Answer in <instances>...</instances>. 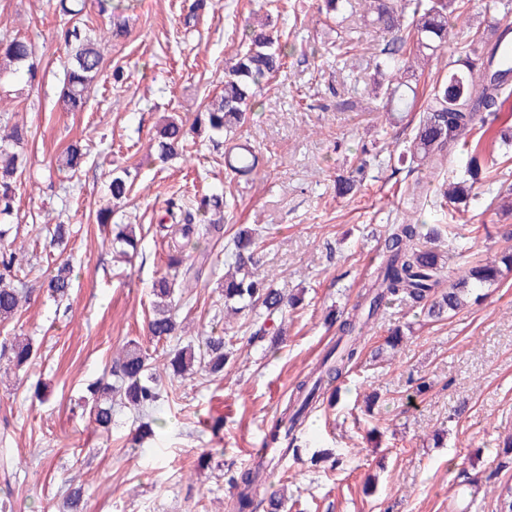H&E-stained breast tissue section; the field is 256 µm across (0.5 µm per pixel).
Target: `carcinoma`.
Returning <instances> with one entry per match:
<instances>
[{"label": "carcinoma", "mask_w": 512, "mask_h": 512, "mask_svg": "<svg viewBox=\"0 0 512 512\" xmlns=\"http://www.w3.org/2000/svg\"><path fill=\"white\" fill-rule=\"evenodd\" d=\"M374 24L388 39L380 48L376 60L377 92L390 104V111L399 110L406 93L413 91L403 74L413 68L415 59L438 56L456 41L457 57L448 63V75L436 80L430 88L426 105L413 128L409 145L398 161L410 167L425 166L441 169L448 162V150L453 147L467 158L466 173L472 184L442 183V200L459 203L471 195L472 185L488 169V159L478 147L469 144L466 134L499 111L503 101L512 96V12L506 10L496 25L497 37L480 54L474 48V37L456 31L454 20L465 0H403L395 7V0H363ZM99 12L113 16L109 33L115 37L126 33V20L112 15V0H97ZM84 0H59L60 16L67 19L61 28V37L67 48L64 62V80L59 103L65 112H83L87 109L89 92L103 72V60L97 50V38L92 30L82 27L80 15ZM285 46L280 35L273 32H252L244 50L236 54L235 62L224 73L222 93L212 100L204 112L196 116L190 128L175 119L167 120L157 132V155L161 159L178 154L184 149L188 133L203 128L210 136L222 137L243 126L249 119L248 111L258 93L283 66ZM38 60L35 46L26 39L0 38V82L26 76V82L35 80ZM27 136L24 127L15 124L0 134V216H8L13 209L17 178L23 172L26 158L18 151ZM86 152L75 142L57 156V169L77 171ZM257 168L256 155L246 152L241 162L227 172L229 181L240 174L252 173ZM367 161H362L346 176L338 178L337 192L349 195L359 190L366 178ZM131 183L121 175L112 177L108 194L114 202H121L130 193ZM224 193L205 194L200 199L168 203L167 215L171 224L159 225L164 235L181 240L179 251L167 259L168 271L152 285L155 298L153 315L148 321V332L156 341L174 340L176 344L162 349V366L157 358L130 340L113 358V381L97 380L86 388L82 413L88 415L96 427L107 431L112 427L114 403L117 394L124 403L150 414L163 410L170 402L172 388L163 385L161 374L185 378L201 370L208 375H221L233 355L232 339L209 335L201 342L182 344L177 337L175 311L179 303L193 298L204 268L212 263V251L202 249L195 255L184 254L188 246H197L213 237L221 229L224 219ZM137 225L116 224L112 227V244L120 247L128 258L138 254ZM12 227L0 224V325L13 320L27 299V292L15 285L20 270L16 251L9 237ZM433 231L421 232L418 224H391L385 230L378 253L376 276L348 309L328 316L327 321L337 325L336 344L327 349L315 371L299 379L292 390L280 417L272 424L268 439L291 447L295 432L306 420L313 406L324 395V390L343 379L356 365L362 354L361 334L376 320L384 305L401 298L421 308L432 321H441L467 304L473 290L494 284L501 268H512V245L504 247L499 255L487 262L481 260L467 266L457 281L443 287V272L447 259L422 238H431ZM260 234L240 230L233 237L232 270L224 274L221 284L224 304L234 303V311L242 312L261 307L257 336L277 334L276 320L283 315L290 300L274 287L273 279L260 271ZM72 266L62 262L56 273L48 277L46 291L60 304L69 298L73 288ZM38 349L23 336L0 340V360L9 370H25L36 363ZM268 462L260 457L254 469L239 470L228 481L236 489L233 512H256L263 505L265 512H281L282 499H259ZM83 487L71 484L63 497L58 512H81Z\"/></svg>", "instance_id": "1"}]
</instances>
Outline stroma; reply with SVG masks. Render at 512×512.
<instances>
[{
    "mask_svg": "<svg viewBox=\"0 0 512 512\" xmlns=\"http://www.w3.org/2000/svg\"><path fill=\"white\" fill-rule=\"evenodd\" d=\"M194 0H113L128 34L99 41L105 72L121 82H96L88 108L63 111L58 92L65 46L56 0H0V36L31 40L41 56L34 85L0 112V122L26 124L19 147L27 165L17 181L11 218L31 298L20 315L0 326V337L32 339L39 358L26 375L0 376V460L11 464L0 488L11 487L17 512H57L65 481L85 491L84 512H232L235 490L227 470L251 467L272 421L297 380L313 371L336 338L330 311L353 304L375 267L378 238L406 217L437 228L435 246L449 268L461 256L493 259L512 232V210L500 192L512 189V148L500 141L512 112L497 113L477 135L480 146L507 154L476 200L443 205L439 195L408 198L428 169H409L402 151L418 119H388L371 88L383 44L363 12L326 14L319 0H217L184 26ZM266 25L286 42V65L264 87L237 139L260 162L235 182L225 178L224 151L207 134H192L171 159L150 157L164 118L192 123L223 89L224 68L241 47L246 26ZM89 155L77 175L58 171L56 156L73 140ZM370 162L353 195L336 192V179L359 159ZM131 173L126 200L110 205L113 169ZM223 191L224 231L207 246L219 263L237 229L262 236V267L285 296L278 342L253 337L254 312L226 317L219 274L206 273L195 298L181 305L185 338L209 330L231 336L234 358L215 379L195 375L176 384V399L161 411L153 433L137 439L135 414L119 408L109 433L95 432L77 403L88 383L108 374L125 341L146 349L151 286L166 269L174 242L155 226L176 195ZM112 219L140 227L139 253L130 262L112 255L111 239L96 222ZM68 225L63 246L51 244L46 219ZM74 268L63 304L40 288L62 261ZM484 297L448 319L429 321L406 302L387 303L364 335L359 365L337 384L336 403H320L297 433V452L275 463L265 494H285V512H497L512 469H498L496 454L512 435V271L484 287ZM404 340L372 359L393 328ZM429 383L415 393L409 378ZM51 392L40 402L37 387ZM224 421L213 435L210 420ZM319 449L341 460L311 466ZM484 473L457 486L460 470Z\"/></svg>",
    "mask_w": 512,
    "mask_h": 512,
    "instance_id": "1",
    "label": "stroma"
}]
</instances>
